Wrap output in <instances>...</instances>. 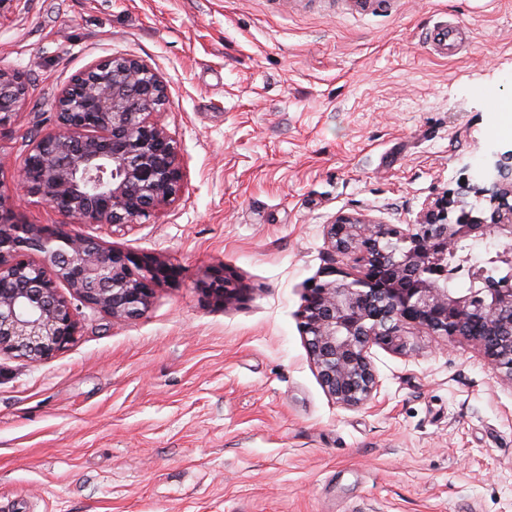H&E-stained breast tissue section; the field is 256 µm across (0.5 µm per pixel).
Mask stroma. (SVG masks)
Masks as SVG:
<instances>
[{
  "mask_svg": "<svg viewBox=\"0 0 512 512\" xmlns=\"http://www.w3.org/2000/svg\"><path fill=\"white\" fill-rule=\"evenodd\" d=\"M22 0L0 69L24 72L23 130L112 55L168 91L184 194L92 235L180 268L147 311L81 309L75 341L0 357V512H512V388L471 341L404 329L376 346L357 408L322 388L301 328L308 283L355 271L339 214L414 224L512 142V0ZM445 19L466 34L443 58ZM242 300L198 289L213 269ZM428 40L434 52L448 56V54L457 55L461 48L462 38L455 25L448 24V21H440L433 26Z\"/></svg>",
  "mask_w": 512,
  "mask_h": 512,
  "instance_id": "1",
  "label": "stroma"
}]
</instances>
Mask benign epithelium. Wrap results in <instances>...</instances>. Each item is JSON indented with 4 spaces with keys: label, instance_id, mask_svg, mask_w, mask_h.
I'll return each mask as SVG.
<instances>
[{
    "label": "benign epithelium",
    "instance_id": "7a95c632",
    "mask_svg": "<svg viewBox=\"0 0 512 512\" xmlns=\"http://www.w3.org/2000/svg\"><path fill=\"white\" fill-rule=\"evenodd\" d=\"M28 82L0 69V131L20 126ZM167 91L134 55L112 56L73 75L56 95L55 127L29 139L20 159L0 152V175L34 202L53 209L57 224H31L0 179V356L34 362L69 347L79 332L72 300L114 319L149 307L156 287L179 270L157 257L105 244L82 228L138 224L183 193L181 148L158 121ZM512 242V150L494 153L479 174L427 210L416 224H367L342 215L327 225L333 252L354 257V273L331 266L306 288L302 329L323 389L358 407L378 387L372 347H392L408 327L463 337L488 357L512 387V253L489 250L468 293L447 288L449 258L488 237ZM69 290V295L61 289ZM225 305L241 289L224 270L201 283Z\"/></svg>",
    "mask_w": 512,
    "mask_h": 512
}]
</instances>
